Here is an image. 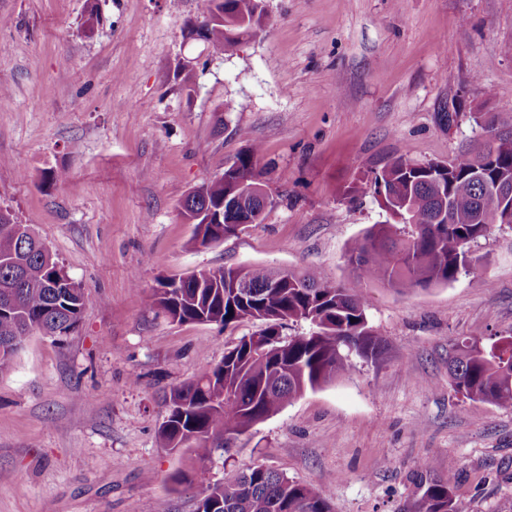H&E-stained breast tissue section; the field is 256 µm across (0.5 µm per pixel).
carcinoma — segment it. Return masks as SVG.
<instances>
[{"instance_id": "obj_1", "label": "carcinoma", "mask_w": 512, "mask_h": 512, "mask_svg": "<svg viewBox=\"0 0 512 512\" xmlns=\"http://www.w3.org/2000/svg\"><path fill=\"white\" fill-rule=\"evenodd\" d=\"M265 19L263 0H206L200 40L216 52L233 50ZM483 116L502 129L496 139L461 149L446 161L423 163L400 155L376 174L374 192L392 221L373 225L348 247L345 260L353 271L402 289L447 285L475 270V259L467 256L470 244L507 223L512 206L472 177L480 170L487 182L500 181L512 191V109ZM259 153L254 146L224 168V177L185 198L182 215L194 226L193 245L219 244L243 220L261 218L262 182L254 170ZM246 173L256 181L241 188L238 179ZM207 273L201 279L195 273L166 278L149 295L150 305L178 322L225 327L258 320L265 327L225 350L224 359L196 381L166 393L157 433L165 448L179 450L193 441L196 455L208 459L287 402L348 373L352 355H372L382 344L369 326L358 278L347 286L315 270L258 265ZM280 275L288 287H268ZM240 276L248 288L244 295L234 288ZM5 287L15 291L16 306L0 304V374L9 371L33 332L70 334L89 303V295L28 226L0 209V299ZM298 321L309 323L312 333L283 337V329ZM507 340L505 347L467 337L454 342L458 358L448 366L453 390L473 403L512 408V334ZM196 480V512H331L328 490L262 465L247 473L227 472L219 482L202 470ZM452 483L451 476L419 479L418 496L401 512H468Z\"/></svg>"}]
</instances>
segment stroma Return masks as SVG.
Here are the masks:
<instances>
[{"mask_svg":"<svg viewBox=\"0 0 512 512\" xmlns=\"http://www.w3.org/2000/svg\"><path fill=\"white\" fill-rule=\"evenodd\" d=\"M86 5L0 0V208L91 296L70 335L34 334L0 374V512H196L199 470L259 464L330 487L333 512H398L424 463L470 512H512V409L448 380L451 340L512 332V226L473 243L476 271L451 284L363 279L380 353L205 461L160 445L163 396L263 324L180 323L148 302L202 268L351 283L348 247L387 220L375 172L447 160L474 113L512 108V0H265L262 30L230 52L188 37L204 0H97L89 36ZM256 144L261 222L193 247L182 201Z\"/></svg>","mask_w":512,"mask_h":512,"instance_id":"1","label":"stroma"}]
</instances>
